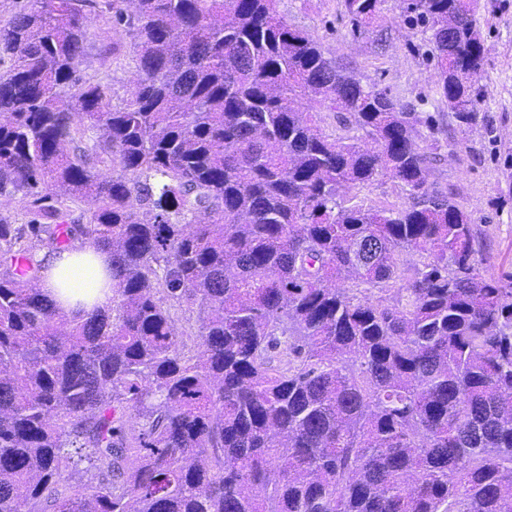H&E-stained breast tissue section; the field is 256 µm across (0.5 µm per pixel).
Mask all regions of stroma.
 <instances>
[{"instance_id":"35a3bbf8","label":"stroma","mask_w":512,"mask_h":512,"mask_svg":"<svg viewBox=\"0 0 512 512\" xmlns=\"http://www.w3.org/2000/svg\"><path fill=\"white\" fill-rule=\"evenodd\" d=\"M101 7V0H94L85 9L87 40L76 71L83 82L101 85L116 106L130 98L140 72L132 38L113 31ZM275 7L292 28L316 39L329 58L353 68L363 82L434 117L437 130L426 145L440 159L428 179L470 212L481 245L480 270L512 273V0L477 2L484 65L476 119L464 129L437 92L429 34L401 20L400 0H382L378 19L359 31L344 16L340 0H276ZM345 198L367 207L399 208L406 202L399 181L388 175L351 187Z\"/></svg>"}]
</instances>
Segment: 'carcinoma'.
Here are the masks:
<instances>
[{"label":"carcinoma","instance_id":"1","mask_svg":"<svg viewBox=\"0 0 512 512\" xmlns=\"http://www.w3.org/2000/svg\"><path fill=\"white\" fill-rule=\"evenodd\" d=\"M29 2L0 27V196L26 218L0 217V512H512V280L480 271L470 213L428 182L433 116L274 0H107L142 73L114 108L76 74L87 0ZM341 2L357 29L381 4ZM402 3L471 124L474 0ZM384 175L402 208L342 205ZM79 239L109 254L107 308L42 288L38 251ZM407 250L424 261L404 271Z\"/></svg>","mask_w":512,"mask_h":512}]
</instances>
